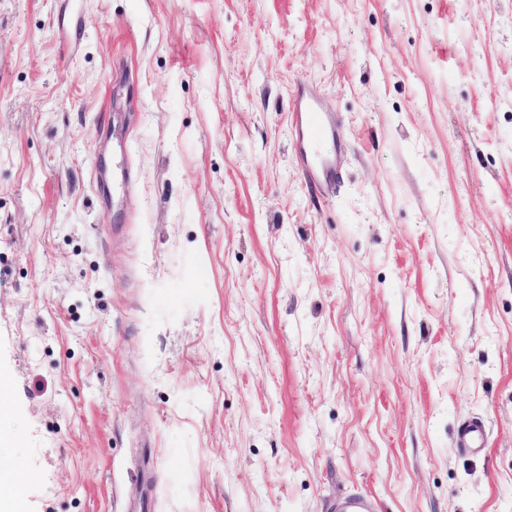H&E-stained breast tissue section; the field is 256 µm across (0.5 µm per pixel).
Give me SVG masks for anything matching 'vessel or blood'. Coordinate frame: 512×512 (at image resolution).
Listing matches in <instances>:
<instances>
[{"mask_svg": "<svg viewBox=\"0 0 512 512\" xmlns=\"http://www.w3.org/2000/svg\"><path fill=\"white\" fill-rule=\"evenodd\" d=\"M294 149L300 173L306 183L327 187L336 172V152L342 147L339 125L311 93L299 92L293 103ZM461 447H484L486 428L483 422L468 420L457 430Z\"/></svg>", "mask_w": 512, "mask_h": 512, "instance_id": "obj_1", "label": "vessel or blood"}]
</instances>
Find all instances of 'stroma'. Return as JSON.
Returning <instances> with one entry per match:
<instances>
[{"mask_svg":"<svg viewBox=\"0 0 512 512\" xmlns=\"http://www.w3.org/2000/svg\"><path fill=\"white\" fill-rule=\"evenodd\" d=\"M0 372L25 512H512V0H0ZM294 149L306 183L327 187L336 173V151L343 146L337 120L312 93L301 90L293 103ZM329 145L328 151H322ZM457 437L462 448H484L486 445L485 425L482 421H463L458 427Z\"/></svg>","mask_w":512,"mask_h":512,"instance_id":"1","label":"stroma"}]
</instances>
